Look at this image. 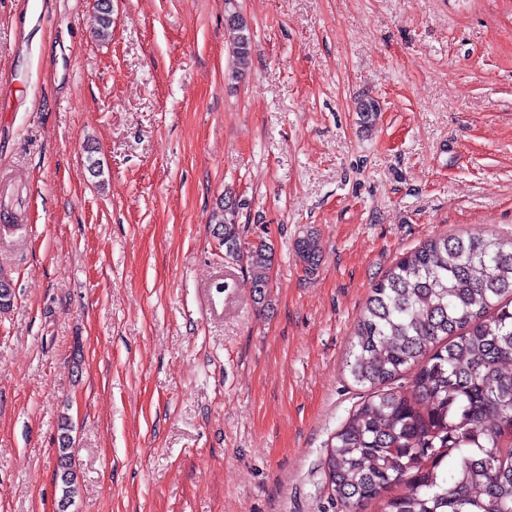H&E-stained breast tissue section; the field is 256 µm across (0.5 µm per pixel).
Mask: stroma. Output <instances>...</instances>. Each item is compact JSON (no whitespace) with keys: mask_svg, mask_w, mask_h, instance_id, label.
<instances>
[{"mask_svg":"<svg viewBox=\"0 0 512 512\" xmlns=\"http://www.w3.org/2000/svg\"><path fill=\"white\" fill-rule=\"evenodd\" d=\"M224 2L112 0L103 41L97 0H0V512H342L322 461L371 286L512 236V0H235L236 79ZM228 194L273 248L262 304ZM225 24L237 33L232 48L237 65V69L232 73H235V76H237L239 70L244 69L249 63L252 42L248 26L238 13L233 0H225ZM237 209L238 203L230 200V197L227 200L224 198L222 214L216 223L218 224L217 230L220 231L219 236L223 240L224 249L230 255H238L241 252ZM295 252L299 259L307 266V270H315L320 256V244L317 236L310 232L299 237L295 244ZM58 448H56V478L60 480L62 505L72 504L78 494L75 474V459L71 422L64 417L59 425Z\"/></svg>","mask_w":512,"mask_h":512,"instance_id":"35a3bbf8","label":"stroma"}]
</instances>
